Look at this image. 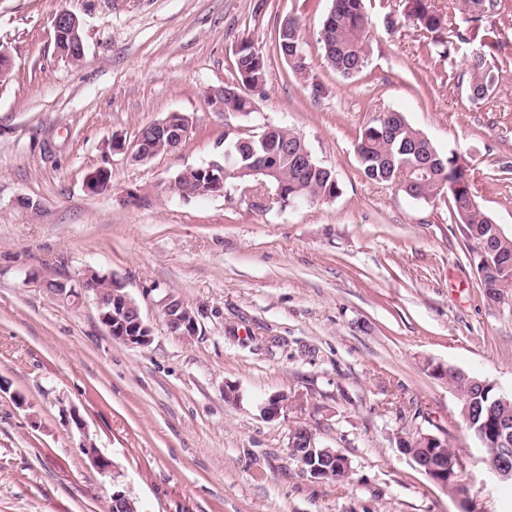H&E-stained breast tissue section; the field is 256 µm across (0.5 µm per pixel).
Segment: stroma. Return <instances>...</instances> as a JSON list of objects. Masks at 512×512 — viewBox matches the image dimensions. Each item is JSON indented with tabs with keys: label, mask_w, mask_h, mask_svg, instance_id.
Masks as SVG:
<instances>
[{
	"label": "stroma",
	"mask_w": 512,
	"mask_h": 512,
	"mask_svg": "<svg viewBox=\"0 0 512 512\" xmlns=\"http://www.w3.org/2000/svg\"><path fill=\"white\" fill-rule=\"evenodd\" d=\"M332 0H0V512H108L122 488L140 512H512V482L485 454L436 364L512 392V292L492 301L447 197L417 200L366 180L356 143L386 110L463 159L472 192L512 236V12L485 24L502 79L470 101L460 74L405 0H366L368 67L345 80L318 42ZM79 19L84 58L54 44L60 9ZM298 17L324 96L275 52ZM267 56L266 95L240 132L285 126L332 168L337 197L257 206V196L182 198L167 186L224 150L211 90L231 82L234 48ZM193 120L174 152L135 163L112 139L169 113ZM112 172L110 190L86 189ZM29 208H22V201ZM119 278L152 330L145 347L107 336L93 300L56 299L27 274ZM181 300L198 331H171L160 303ZM236 386L237 401L224 398ZM283 394L274 420L263 402ZM351 462L345 483L303 476L295 429ZM422 428L457 448L459 486L434 483L397 449ZM112 463L100 473L84 438Z\"/></svg>",
	"instance_id": "stroma-1"
}]
</instances>
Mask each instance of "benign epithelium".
I'll list each match as a JSON object with an SVG mask.
<instances>
[{
  "label": "benign epithelium",
  "instance_id": "7a95c632",
  "mask_svg": "<svg viewBox=\"0 0 512 512\" xmlns=\"http://www.w3.org/2000/svg\"><path fill=\"white\" fill-rule=\"evenodd\" d=\"M53 28L57 52L67 61L74 62V56L83 53L78 18L70 11L62 9L53 18ZM192 131L193 120L189 116L171 112L161 121L143 128L130 143L120 137L113 138V151L124 154L132 162H147L155 157L154 141L165 140L172 150L190 138ZM92 274L93 271L88 270L74 283L68 278L46 283L35 276L29 277V282L46 287V291L54 297L64 299L75 306L81 305L89 297L93 298L99 320L107 335L130 346L149 345L151 329L144 322L137 303L127 293L103 299L94 288ZM161 307L167 325L172 331L178 330L180 335L186 337L196 335L195 317L182 301L168 297L161 302ZM311 448L313 444L304 429L298 428L291 434L289 456L295 459L308 458Z\"/></svg>",
  "mask_w": 512,
  "mask_h": 512
}]
</instances>
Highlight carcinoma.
<instances>
[{"label":"carcinoma","mask_w":512,"mask_h":512,"mask_svg":"<svg viewBox=\"0 0 512 512\" xmlns=\"http://www.w3.org/2000/svg\"><path fill=\"white\" fill-rule=\"evenodd\" d=\"M508 0H458V11L468 15L472 26L464 31L454 30L452 18L431 9L428 0H408V17L419 28L438 33L443 27L455 32L449 40L431 39L430 55L451 57L458 45L482 42L483 23L508 9ZM324 60L336 74L352 79L367 66L370 55V22L364 11L363 0H333L332 7L319 33ZM305 35L297 17L288 16V36L277 31L275 50L288 59L290 72L308 83L313 97L326 93L325 86L310 77L308 59L296 57L305 53ZM267 60L258 52L250 38L240 39L234 49V79L224 85V112L235 117H246L254 112L255 99L266 93ZM467 91L471 100L484 101L496 90L500 69L491 61L483 47L472 48L467 60ZM396 111L387 110L364 126L356 144V153L363 176L374 183H400L402 190L414 199H429L442 193L452 199V208L458 223L464 225L466 237L475 246H485L500 254L512 253V237H499L492 228V218L480 210L472 194L466 171L459 165V155L438 150L418 129L404 117H394ZM243 135L227 127L224 129V150L231 158L224 163V198L230 199L234 187L245 185L256 178L254 166L262 162L272 170L265 176L274 187L281 189L280 200L325 201L336 197L339 185L332 169L318 163L305 153L307 145L299 144L301 137L293 130L277 126L275 133L262 141L253 137L249 144H238ZM205 167H188L174 178L169 190L183 197H205L213 192ZM479 279L487 297L500 299L512 289V276L507 277L498 268L486 264L477 266ZM447 382L459 394L461 405L477 409L467 429L485 450L486 459L494 461L495 448L501 430H512V403L496 402L495 390L481 386L483 379L448 368ZM416 431L404 439L401 454L409 457L426 455L429 447L452 458L456 450L445 438L428 445L417 442Z\"/></svg>","instance_id":"1"}]
</instances>
